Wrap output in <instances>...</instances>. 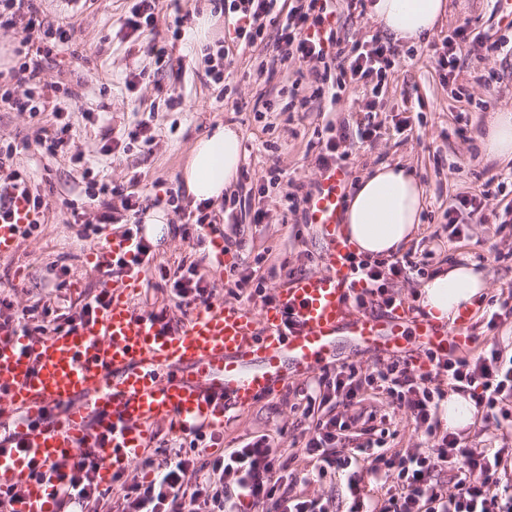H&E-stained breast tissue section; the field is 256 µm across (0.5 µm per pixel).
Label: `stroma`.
I'll return each instance as SVG.
<instances>
[{
  "label": "stroma",
  "mask_w": 512,
  "mask_h": 512,
  "mask_svg": "<svg viewBox=\"0 0 512 512\" xmlns=\"http://www.w3.org/2000/svg\"><path fill=\"white\" fill-rule=\"evenodd\" d=\"M208 0H162L163 9L154 36L128 44L120 28L121 19L133 0H87L74 10L66 0H44L43 18L49 25H67L71 41L44 63L43 77L73 93L69 119L74 139L85 157L94 160L100 179L115 188L139 178L138 189L149 208L176 203L182 212L192 211L181 180V169L201 135L216 124L236 127L242 136L243 166L250 179H238L233 192L241 201L235 217L221 213L212 235L183 238L176 225L164 227L153 240L156 263L174 268L181 263L201 262L207 280L217 289V301L228 299L225 283L230 266L284 268V275L268 277L265 292L278 297L289 276L322 273L325 242L316 225L305 223L302 214L285 215L281 198L288 180L307 184L318 182L320 171L315 156L320 146L317 130L325 125L345 129L343 147L352 155L350 182L381 164H401L411 170L426 188L420 230L407 250L418 269L408 279H398L392 290L403 306H411L423 274L455 262H469L484 271L488 288L480 305L475 306L469 334L472 354L497 345L512 351V317L488 333L484 316L496 300L512 294V223L504 226L482 224L460 214V237L448 229V207L456 196L473 190L484 171L512 172L505 164L486 159L482 138L490 113L512 112V55H486L480 42L464 45L457 54L456 70L447 73L437 64L432 41L400 44L397 71L377 105L385 127L372 144H360L355 136L356 122L363 119L365 101L360 92H348L332 111H322L319 103L294 112H268L258 115L253 107L258 98L276 99L281 88L296 79L297 64L276 66L271 77L259 76L260 61L271 60L274 43L243 49L234 48L223 82L207 81L206 57L192 38L178 42L177 70H156L152 45L172 37L169 23L174 9L196 14ZM512 11L504 0H450V11L438 24L432 40L442 39L455 27L470 24L484 29L497 24ZM147 70L148 79L136 87L124 86L129 69ZM175 91L182 98L177 107L166 105L163 94ZM153 107L151 146L133 144L128 151L104 154V133L119 137L141 120L146 107ZM410 116L412 130L397 134L394 125ZM268 150H261V143ZM16 162L30 175L49 202L36 229L19 236L14 250L0 256V284L16 285V307L42 299L62 305L76 298L79 289L98 285L93 264L85 254L91 243L82 236L72 208L87 206L82 167L61 156H49L29 149L17 155ZM279 165L278 186L263 192L257 179L272 165ZM263 209L264 223L252 221L256 209ZM223 239V260H216L211 236ZM309 377L291 378L286 387L245 407L228 406L224 414L221 448H234L248 439L267 434L278 447L296 450L298 456L288 467L292 479L282 485L284 495L318 494L329 501L331 512H347V478L318 479L299 450L307 440L313 421L304 415L298 394L309 384Z\"/></svg>",
  "instance_id": "obj_1"
}]
</instances>
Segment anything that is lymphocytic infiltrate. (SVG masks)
<instances>
[{
	"label": "lymphocytic infiltrate",
	"mask_w": 512,
	"mask_h": 512,
	"mask_svg": "<svg viewBox=\"0 0 512 512\" xmlns=\"http://www.w3.org/2000/svg\"><path fill=\"white\" fill-rule=\"evenodd\" d=\"M215 9L234 16V32L245 45L263 44L275 35L281 60H293L307 68L310 96L337 103L349 90H361L367 116L356 124L360 142H374L381 122L375 120V102L386 91L400 51L397 45L374 36L367 40L343 41L327 18L328 0H294L289 9H281L279 0H212ZM42 0H0V30L14 31L18 45L14 49L19 66L13 81L0 85V107L29 113L51 111L52 128H38L34 142L45 154H83L72 135L71 124L62 107L48 106L43 81L44 58L51 56L70 39L69 29L53 27L42 19ZM339 62V75H332V62ZM18 144L0 143V217L9 213L13 193L26 196L36 212L48 203L26 173L16 167ZM144 199L138 191L124 195L131 222L122 235L130 240L128 254L112 257L98 266L102 279L123 277L139 270H157L171 284L170 296L185 307L210 304L216 295L214 285L199 270L197 263L170 269L154 266L152 245L140 235L138 218L144 212ZM351 269L363 289L353 294L359 308H394L390 291L392 281L414 268L410 257L393 261L367 260L351 256ZM108 304L104 289L84 291L68 307L38 301L15 310L12 293L0 291V331L19 329L29 341L65 329L77 328L84 320ZM433 373H416L407 361H377L370 369L353 365L324 368L316 388L306 394V409H321L311 436L303 446L318 478L344 471L348 474L350 506L348 512H512V496L500 491L503 456L512 448H499L486 454L475 448H460L454 432H442L438 411L449 391L469 394L486 418L497 428L512 426V356H504L497 347L486 348L478 356H437ZM446 378L448 388L438 386ZM385 397L388 410L380 417L389 422L394 414H404L416 430L431 442L427 448L397 451L386 448L384 438H367L348 451H339L346 431L359 424L358 410L365 389ZM220 435L198 430L188 445L176 446L162 461L152 456L136 459V474L122 470L112 476L108 486H100L95 474L102 460L91 453L74 455L69 468L48 478L44 465L33 464L31 475L47 481L57 500L59 512H237L238 501H249L263 512H330L323 498L299 494L284 497L279 493L287 465L282 449L269 436L260 435L245 445L228 451L218 450ZM213 448L210 458L200 452ZM455 472L451 490L434 480L436 472ZM379 481L384 495L371 499L367 480Z\"/></svg>",
	"instance_id": "obj_1"
}]
</instances>
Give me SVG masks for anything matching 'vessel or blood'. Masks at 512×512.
Here are the masks:
<instances>
[{
	"instance_id": "1",
	"label": "vessel or blood",
	"mask_w": 512,
	"mask_h": 512,
	"mask_svg": "<svg viewBox=\"0 0 512 512\" xmlns=\"http://www.w3.org/2000/svg\"><path fill=\"white\" fill-rule=\"evenodd\" d=\"M349 172L324 170L304 203L309 223L324 234L325 270L294 278L278 300L256 311L214 302L164 332L130 304V283L109 286V304L76 329L37 343L0 338V417L16 419V447L0 443V487H23L15 512H57L30 465L61 464L80 451L103 463L101 485L150 447L156 425L176 432L224 427L226 402L248 405L335 362L341 343L381 357L413 350L445 356L466 351L472 320L453 325L401 307L379 316L353 307L351 244L341 231ZM0 221V253L13 248L36 219L26 197H14Z\"/></svg>"
}]
</instances>
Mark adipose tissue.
<instances>
[{"label": "adipose tissue", "mask_w": 512, "mask_h": 512, "mask_svg": "<svg viewBox=\"0 0 512 512\" xmlns=\"http://www.w3.org/2000/svg\"><path fill=\"white\" fill-rule=\"evenodd\" d=\"M371 14L383 33L396 42L417 43L429 37L449 11L448 0H375ZM483 151L489 158L512 161V113L494 112L487 121ZM242 162L241 135L217 125L194 143L183 180L194 203H217L237 180ZM425 188L412 171L384 164L365 174L349 197L343 230L357 255L392 256L419 229ZM487 281L471 264L435 272L420 286L421 304L442 324H453L460 311L471 309Z\"/></svg>", "instance_id": "ef3b65f1"}]
</instances>
